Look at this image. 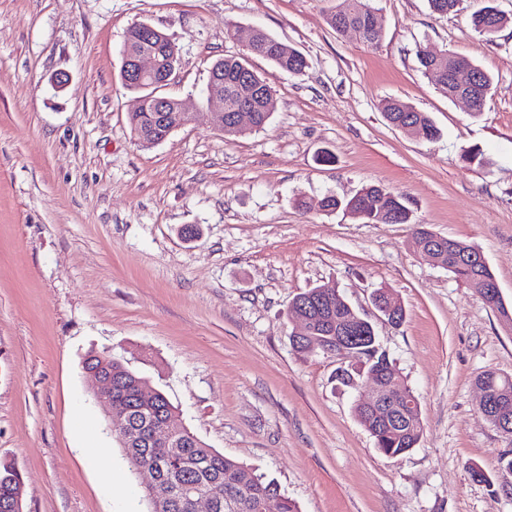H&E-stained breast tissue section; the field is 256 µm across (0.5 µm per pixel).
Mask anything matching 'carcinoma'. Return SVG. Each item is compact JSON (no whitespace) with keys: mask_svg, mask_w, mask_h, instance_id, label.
Returning a JSON list of instances; mask_svg holds the SVG:
<instances>
[{"mask_svg":"<svg viewBox=\"0 0 512 512\" xmlns=\"http://www.w3.org/2000/svg\"><path fill=\"white\" fill-rule=\"evenodd\" d=\"M485 2V6L470 15L469 23L476 33L490 39L512 25V15L493 6L494 0ZM374 10L375 0H347L343 15H331L328 24L339 34L351 32L363 42L373 45L383 36L380 25L368 22ZM153 46L168 59L175 53V42L163 31L154 36ZM254 55L270 61L289 75H299L308 67L303 53L262 29L255 36ZM213 70L224 73V134L236 136L239 131L231 128L235 105L239 99L253 92L254 86H263L265 82L247 66L245 60L235 56L217 60ZM448 72L452 79L443 85L448 98H453L460 87H467L474 97L473 114H479L492 88L491 77L471 59L457 55L448 56ZM382 112L394 127L424 130L430 133L432 139L439 135L431 117L407 102L386 100L382 103ZM153 115L152 102H145L140 111L129 113L130 130L150 129ZM321 208L327 212L343 210L372 224H385L390 216L398 218L400 224L412 223L404 197L376 184L362 187L348 199L326 196L321 201ZM476 253L475 247L447 237L436 244L435 250L439 266L448 269L472 288L486 306L497 310L498 302L481 291V285L494 278V275L487 264L469 260ZM336 292V288L318 286L299 294L297 300L303 304V314L310 325L321 327L344 312V303ZM350 356L366 364L369 369L386 367L396 372L388 353L376 339L354 345ZM84 364L87 368H99L112 376V403L126 411L128 429L144 432L154 428L166 430L161 441L151 442L145 435L122 437L117 428H112L113 437L123 448L130 467L136 472L145 468L153 470L175 492L176 501L155 505L151 507V512H192L191 501L212 491L220 493L216 512H299L296 503L281 493L275 482L265 480L246 463L206 446L184 427L177 408L162 392H156L149 400L142 399L139 391L142 378L121 360L111 355L97 354L89 356ZM477 382L500 400L497 416L512 424V377L486 372L477 378ZM400 385L405 394L393 408V413L400 415L396 422L391 419L380 422L361 405L355 406L359 422L374 438L377 448L389 457L408 452L423 435L419 402L405 381H400ZM15 497H23L21 476L12 465L0 463V512H7L4 505Z\"/></svg>","mask_w":512,"mask_h":512,"instance_id":"carcinoma-1","label":"carcinoma"}]
</instances>
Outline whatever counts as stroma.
<instances>
[{
    "instance_id": "35a3bbf8",
    "label": "stroma",
    "mask_w": 512,
    "mask_h": 512,
    "mask_svg": "<svg viewBox=\"0 0 512 512\" xmlns=\"http://www.w3.org/2000/svg\"><path fill=\"white\" fill-rule=\"evenodd\" d=\"M481 4L439 16L427 0H377L383 38L369 45L329 26L344 0H0V462L23 478L24 512H148L85 377L92 352L300 512H512V441L480 418L475 383L512 376V326L411 246L415 223L474 245L512 309V26L475 33ZM138 22L177 45L161 93L191 114L149 149L120 80ZM228 24L294 46L305 72L250 54ZM423 47L492 76L480 114L423 74ZM224 56L271 86L264 128L211 123L203 92ZM387 98L428 113L439 137L390 126ZM465 147L483 163L463 164ZM371 182L404 196L412 224L321 211ZM320 285L361 314L381 288L402 304L401 325L375 330L420 403L412 450L376 448L360 392L336 379L342 358L294 347L286 312Z\"/></svg>"
}]
</instances>
